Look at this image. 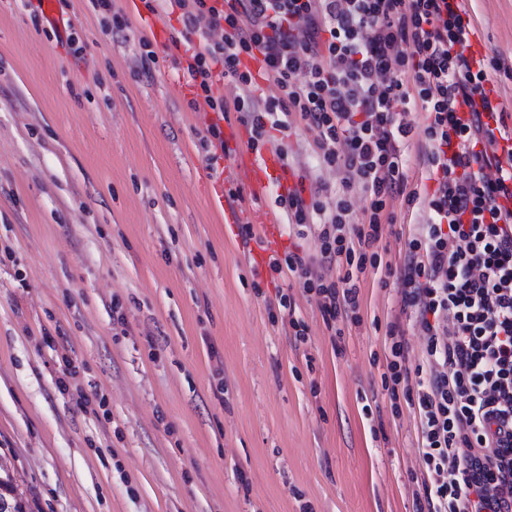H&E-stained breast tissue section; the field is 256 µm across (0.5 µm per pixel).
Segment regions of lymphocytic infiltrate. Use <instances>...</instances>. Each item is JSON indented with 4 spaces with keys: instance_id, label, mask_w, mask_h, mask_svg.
Here are the masks:
<instances>
[{
    "instance_id": "f902f5d3",
    "label": "lymphocytic infiltrate",
    "mask_w": 512,
    "mask_h": 512,
    "mask_svg": "<svg viewBox=\"0 0 512 512\" xmlns=\"http://www.w3.org/2000/svg\"><path fill=\"white\" fill-rule=\"evenodd\" d=\"M143 3L176 15L172 43L194 46L183 69L192 108L236 112L256 153L296 116L320 169L341 176L275 198L289 232L317 250L272 256L270 271L295 279L331 331L360 322L365 274L399 284L422 343L409 361L401 323H388L382 387L392 414L416 419V512H512V208L500 203L512 199V127L485 89L497 62L466 52V0ZM257 54L276 88L260 99L243 64ZM219 79L233 99L214 93ZM414 160L432 190L410 186ZM399 197L420 220L395 267L374 245Z\"/></svg>"
}]
</instances>
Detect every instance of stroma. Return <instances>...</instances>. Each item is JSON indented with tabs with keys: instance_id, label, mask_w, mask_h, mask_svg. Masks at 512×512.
I'll return each instance as SVG.
<instances>
[{
	"instance_id": "1",
	"label": "stroma",
	"mask_w": 512,
	"mask_h": 512,
	"mask_svg": "<svg viewBox=\"0 0 512 512\" xmlns=\"http://www.w3.org/2000/svg\"><path fill=\"white\" fill-rule=\"evenodd\" d=\"M129 2L116 44L70 0L77 58L32 25L39 0H0V461L31 512H416V421L381 385L395 288L367 277L339 336L296 287L307 341L272 320L238 226L278 190L254 201L240 139L214 171L240 188V222L221 220L196 140L213 113L173 67L186 47L155 42L154 79H135L149 13ZM468 8L511 125L512 0Z\"/></svg>"
}]
</instances>
